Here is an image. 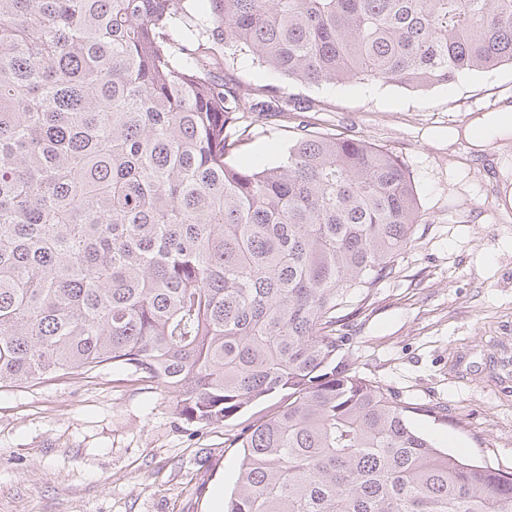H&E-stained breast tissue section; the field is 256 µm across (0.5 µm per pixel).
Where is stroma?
Listing matches in <instances>:
<instances>
[{"label":"stroma","mask_w":512,"mask_h":512,"mask_svg":"<svg viewBox=\"0 0 512 512\" xmlns=\"http://www.w3.org/2000/svg\"><path fill=\"white\" fill-rule=\"evenodd\" d=\"M318 130L363 138L408 169L425 217L394 276L348 320L351 359L449 453L512 472V148L449 144L512 106V66L427 91L371 83L292 88ZM288 113L253 130L243 167L288 147ZM439 408L436 420L431 408ZM223 426L173 414L163 387L86 378L0 388V512H219L238 448Z\"/></svg>","instance_id":"35a3bbf8"}]
</instances>
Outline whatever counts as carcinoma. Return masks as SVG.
I'll return each mask as SVG.
<instances>
[{"label": "carcinoma", "instance_id": "obj_1", "mask_svg": "<svg viewBox=\"0 0 512 512\" xmlns=\"http://www.w3.org/2000/svg\"><path fill=\"white\" fill-rule=\"evenodd\" d=\"M0 0V388L110 368L240 448L224 512H512L352 367L345 306L424 222L404 166L299 121L232 160L288 85L429 90L512 64V0ZM181 30L180 40L171 31ZM234 76L244 88L258 89L268 85H282V76L258 65L250 56L241 55L235 65Z\"/></svg>", "mask_w": 512, "mask_h": 512}]
</instances>
